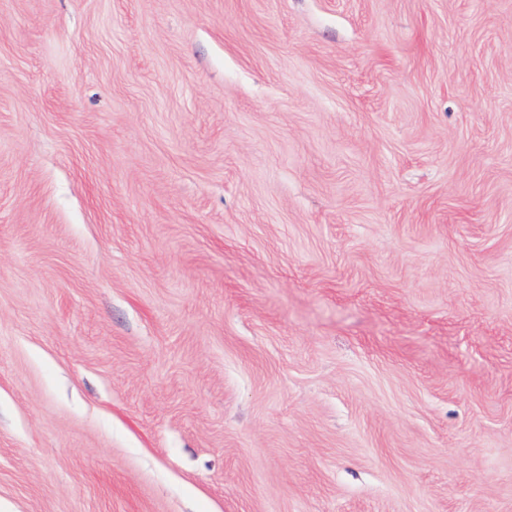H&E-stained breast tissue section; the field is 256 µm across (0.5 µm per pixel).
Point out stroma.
Listing matches in <instances>:
<instances>
[{
  "mask_svg": "<svg viewBox=\"0 0 512 512\" xmlns=\"http://www.w3.org/2000/svg\"><path fill=\"white\" fill-rule=\"evenodd\" d=\"M0 512H512V0H0Z\"/></svg>",
  "mask_w": 512,
  "mask_h": 512,
  "instance_id": "35a3bbf8",
  "label": "stroma"
}]
</instances>
